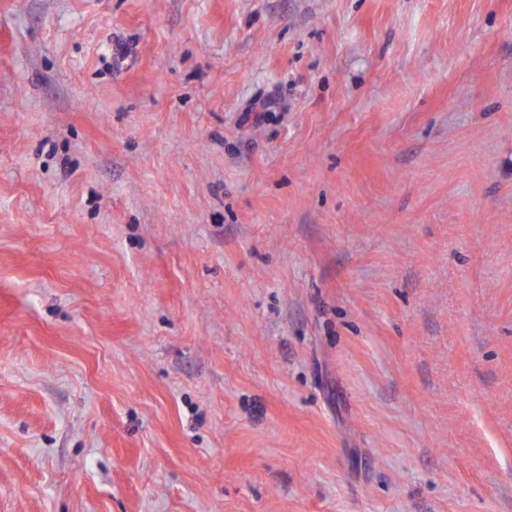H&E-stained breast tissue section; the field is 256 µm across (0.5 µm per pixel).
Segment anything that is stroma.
<instances>
[{
    "label": "stroma",
    "mask_w": 512,
    "mask_h": 512,
    "mask_svg": "<svg viewBox=\"0 0 512 512\" xmlns=\"http://www.w3.org/2000/svg\"><path fill=\"white\" fill-rule=\"evenodd\" d=\"M0 512H512V0H0Z\"/></svg>",
    "instance_id": "obj_1"
}]
</instances>
